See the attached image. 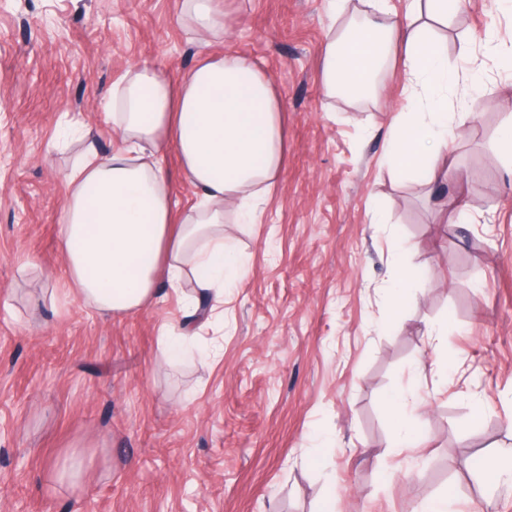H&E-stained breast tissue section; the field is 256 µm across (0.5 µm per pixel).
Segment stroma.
<instances>
[{
  "label": "stroma",
  "mask_w": 512,
  "mask_h": 512,
  "mask_svg": "<svg viewBox=\"0 0 512 512\" xmlns=\"http://www.w3.org/2000/svg\"><path fill=\"white\" fill-rule=\"evenodd\" d=\"M180 2L0 0V512H317L329 495L336 512H419L442 496L448 512H484L470 478L512 442V156L494 149L512 69L486 33L512 46V13L463 0L435 27L460 73L448 109L465 99L474 114L447 183L428 185L384 159L407 106L399 71L365 101L320 81L329 31L359 0L340 15L330 0H221L218 40L180 23ZM204 52L263 61L287 155L261 223L224 227L250 272L205 331L223 357L170 364L159 329L182 319V292L115 317L67 291L64 174L84 143L62 144L59 118L108 152L101 104L127 72L175 81ZM397 238L414 279L387 322ZM396 391L420 430L409 448L389 421Z\"/></svg>",
  "instance_id": "stroma-1"
}]
</instances>
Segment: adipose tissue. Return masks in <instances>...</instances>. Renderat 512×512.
<instances>
[{
    "mask_svg": "<svg viewBox=\"0 0 512 512\" xmlns=\"http://www.w3.org/2000/svg\"><path fill=\"white\" fill-rule=\"evenodd\" d=\"M460 0H408L406 21L390 22L389 0H365L359 25L340 28L326 43L322 79L331 93L375 94L381 65L400 62L409 111L394 117L386 157L428 183L448 177V142L455 134L448 93L457 84L448 54L433 31ZM180 20L213 37L226 33L218 0H183ZM106 115L118 145H88L65 175L60 247L70 291L95 309L124 316L154 305L162 287L193 277L198 294L191 322L163 325L168 361L196 354L220 359L221 342L191 350L200 329L224 317V286L247 270L224 238L227 206L257 223L252 199L267 194L284 166L283 108L274 80L255 61L207 57L170 81L155 68L128 73ZM174 150L197 201L175 215L162 156Z\"/></svg>",
    "mask_w": 512,
    "mask_h": 512,
    "instance_id": "1",
    "label": "adipose tissue"
}]
</instances>
